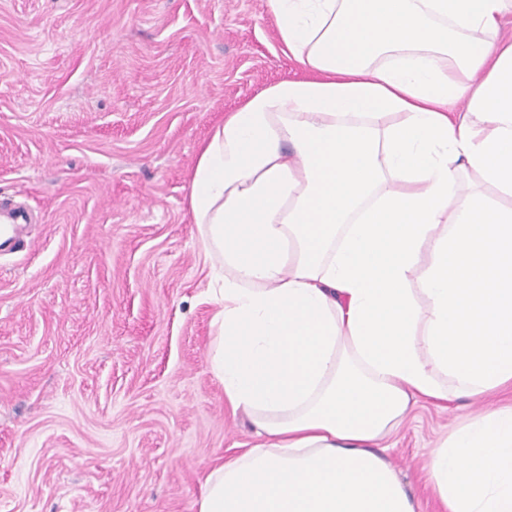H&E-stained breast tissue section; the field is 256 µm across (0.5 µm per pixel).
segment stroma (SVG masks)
<instances>
[{"instance_id":"obj_1","label":"stroma","mask_w":512,"mask_h":512,"mask_svg":"<svg viewBox=\"0 0 512 512\" xmlns=\"http://www.w3.org/2000/svg\"><path fill=\"white\" fill-rule=\"evenodd\" d=\"M304 76L267 0H0V203L31 214L0 249V512H197L254 444L187 196L212 127ZM480 410L422 403L388 439L418 512Z\"/></svg>"}]
</instances>
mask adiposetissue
I'll use <instances>...</instances> for the list:
<instances>
[{
    "label": "adipose tissue",
    "mask_w": 512,
    "mask_h": 512,
    "mask_svg": "<svg viewBox=\"0 0 512 512\" xmlns=\"http://www.w3.org/2000/svg\"><path fill=\"white\" fill-rule=\"evenodd\" d=\"M306 76L215 125L189 210L209 364L260 441L198 512H416L379 448L415 406L446 512H512V0H268Z\"/></svg>",
    "instance_id": "1"
}]
</instances>
